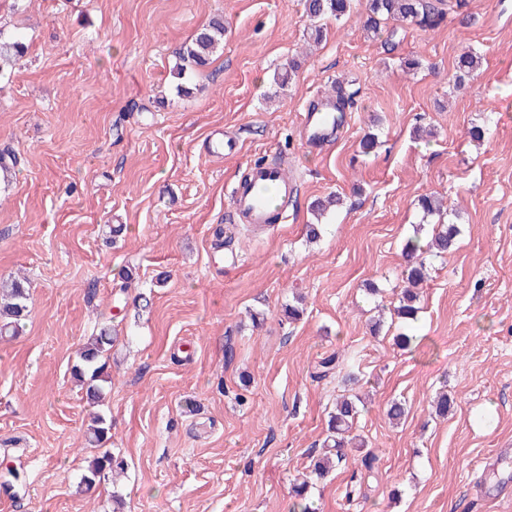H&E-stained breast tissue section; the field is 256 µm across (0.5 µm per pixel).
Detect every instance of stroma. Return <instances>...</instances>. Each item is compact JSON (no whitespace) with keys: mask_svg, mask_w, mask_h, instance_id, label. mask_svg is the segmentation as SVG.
Wrapping results in <instances>:
<instances>
[{"mask_svg":"<svg viewBox=\"0 0 512 512\" xmlns=\"http://www.w3.org/2000/svg\"><path fill=\"white\" fill-rule=\"evenodd\" d=\"M216 15L223 53L172 92L174 50ZM364 19L354 0L314 44L303 0H0V36L29 46L0 72V150L20 158L0 184V278L30 280L22 334L0 339V512H112L116 493L125 512H292L336 397L354 392L376 460L347 502L362 469L349 450L310 488L317 512H512V229L496 220L512 214V0H466L391 47ZM467 47L481 66L458 88ZM338 80L354 95L344 134L307 144L298 114ZM260 156L285 163L295 200L273 230L235 227L218 246ZM331 193L344 203L308 242L310 204ZM425 194L462 232L431 264L407 350L397 326H370L397 303L406 238L431 228ZM295 303L301 319L284 321ZM107 315L118 339L99 410L128 468L84 493L100 450L70 368ZM336 354L355 358L356 380L314 381Z\"/></svg>","mask_w":512,"mask_h":512,"instance_id":"35a3bbf8","label":"stroma"}]
</instances>
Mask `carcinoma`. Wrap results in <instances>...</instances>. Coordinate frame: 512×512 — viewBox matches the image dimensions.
<instances>
[{
  "label": "carcinoma",
  "instance_id": "carcinoma-1",
  "mask_svg": "<svg viewBox=\"0 0 512 512\" xmlns=\"http://www.w3.org/2000/svg\"><path fill=\"white\" fill-rule=\"evenodd\" d=\"M445 0H366V20L364 30L375 35L383 32L388 22L413 24L424 30L437 28L445 17ZM352 8V0H306L305 11L310 21V36L322 38L321 21L333 18L340 20ZM224 49V21L214 18L202 26L190 42L181 45L175 51V64L172 77L177 80L175 89L179 94L189 93L188 83L200 70L212 63V57ZM28 46L20 38L3 39L0 37V73L4 68L18 64L26 55ZM479 68L478 58L470 51L461 53L456 61V74L459 80L472 75ZM336 100V120H341L344 112L352 103V95L342 82L333 86ZM460 235L456 224L438 222L432 227L431 241L419 244V239L407 240L403 247L406 259L405 279L398 305L394 314L403 322L416 320L419 300L417 287L425 279L427 266L426 254L444 255L451 251ZM30 295L24 281L8 278L0 279V336H19L29 315ZM114 336L112 326L106 321L98 332L88 337L80 348L71 374L85 390L87 403L92 407L100 405L105 396L106 385L111 383L108 372V353L112 349ZM360 399L356 396H343L336 400L334 411L330 415L328 435L323 443L322 457L315 460L311 473L318 479L323 478L333 466H339L347 459L346 448H362L365 441L351 434L353 425L361 413ZM110 426L97 412L91 414L90 423L85 431V441L98 446L106 439ZM125 469L123 458L104 451L91 461L80 479V489L90 491L101 481L117 471Z\"/></svg>",
  "mask_w": 512,
  "mask_h": 512
}]
</instances>
